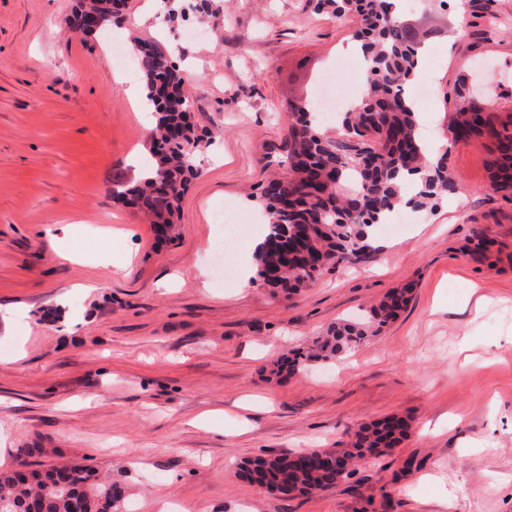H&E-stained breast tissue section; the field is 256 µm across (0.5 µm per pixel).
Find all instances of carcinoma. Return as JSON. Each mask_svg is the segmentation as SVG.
Wrapping results in <instances>:
<instances>
[{
    "mask_svg": "<svg viewBox=\"0 0 512 512\" xmlns=\"http://www.w3.org/2000/svg\"><path fill=\"white\" fill-rule=\"evenodd\" d=\"M318 5L338 19L359 17L352 39L360 44L367 71L356 103L341 113V131L334 136L316 129L309 101L288 103L291 123L283 169L253 195L269 215L264 240L254 253L257 275L289 293L368 252L367 228L385 223L401 205L433 208L458 192L447 155L425 161L418 112L406 92L431 33L403 24L395 0H318ZM124 7L126 0H77L70 27L86 34L81 18L91 12L112 16L107 28L121 26ZM137 44V67L159 117L151 134L149 173L132 184L116 179L112 199L149 216L168 237L208 141L188 120L185 77L172 57L154 42L139 39ZM453 94L462 99L448 119L454 142L480 141L489 156L488 188L512 198V109L488 111L496 102L474 98L464 77L455 81ZM408 182L414 195L406 200L402 190ZM471 242V256L487 259L485 233L475 232ZM411 294L408 285L397 288L364 319L328 326L309 351L286 361V370L296 374L312 361H333L358 347L397 318ZM408 431V418L396 415L361 428L341 451L344 469L336 467L334 453L312 450L257 456L244 463L239 476L272 492L280 489L284 499L310 495L350 476L356 458L398 447ZM125 500L111 480L78 463L40 472L21 460L16 468L0 471V512H124Z\"/></svg>",
    "mask_w": 512,
    "mask_h": 512,
    "instance_id": "obj_1",
    "label": "carcinoma"
}]
</instances>
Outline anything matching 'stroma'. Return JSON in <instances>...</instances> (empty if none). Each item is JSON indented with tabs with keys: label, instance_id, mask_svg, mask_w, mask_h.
<instances>
[{
	"label": "stroma",
	"instance_id": "1",
	"mask_svg": "<svg viewBox=\"0 0 512 512\" xmlns=\"http://www.w3.org/2000/svg\"><path fill=\"white\" fill-rule=\"evenodd\" d=\"M157 0L158 29L211 143L182 201L177 238L112 199L149 135L118 89L101 35L68 32L74 0H0V468L79 463L123 487L127 512H512V201L488 188V153L447 144L459 191L406 231L373 227L360 260L297 295L251 277L217 280L219 212L263 224L248 194L280 159L285 106L334 70L362 81L354 19L317 0ZM502 23L449 15L415 80L426 137L447 135L457 76L512 73V0ZM486 231L490 262L469 253ZM412 286L407 310L363 345L292 377L278 371L312 337ZM410 420L398 447L365 457L334 487L284 500L237 476L244 460L346 447L360 426Z\"/></svg>",
	"mask_w": 512,
	"mask_h": 512
}]
</instances>
